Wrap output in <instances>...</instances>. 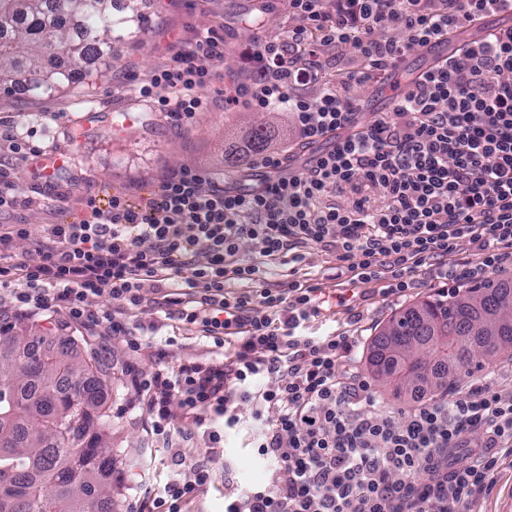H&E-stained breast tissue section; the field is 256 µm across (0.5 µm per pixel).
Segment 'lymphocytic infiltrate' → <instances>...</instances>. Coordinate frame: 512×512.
<instances>
[{"mask_svg": "<svg viewBox=\"0 0 512 512\" xmlns=\"http://www.w3.org/2000/svg\"><path fill=\"white\" fill-rule=\"evenodd\" d=\"M299 20L287 38L254 37L242 52L256 79L224 90V106L286 112L297 147L324 143L303 168L292 154L251 161L256 182L214 183L183 168L134 206L95 198L71 224H48L36 260L7 262L21 224L0 225V288L14 310L48 309L86 328L108 322L133 349L143 341L100 304L153 303L166 319L209 339L217 357L158 366L134 382L155 441L192 430L204 441L192 477L148 494L138 512H187L213 479L224 433L250 406L256 451L272 461L265 484L224 478V512H468L512 456V389L475 384L444 401L424 385L400 416L381 410L361 371V339L308 336L327 299L346 305L362 285L405 296L433 265L440 289L476 286L512 260V28L463 44L412 78L393 108L360 119L359 91L399 71L414 51L512 10V0H288ZM352 49L317 98L298 85L318 80L332 50ZM172 57L137 86L176 120L208 108L224 43L213 35L172 43ZM257 254L244 257L243 241ZM468 242L474 259L457 258ZM334 253L342 280L333 294L297 277L306 250ZM264 310L256 312L254 301ZM271 378L262 387L258 378ZM456 448L464 458L449 460Z\"/></svg>", "mask_w": 512, "mask_h": 512, "instance_id": "1", "label": "lymphocytic infiltrate"}]
</instances>
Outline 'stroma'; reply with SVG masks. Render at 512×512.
<instances>
[{"label":"stroma","instance_id":"stroma-1","mask_svg":"<svg viewBox=\"0 0 512 512\" xmlns=\"http://www.w3.org/2000/svg\"><path fill=\"white\" fill-rule=\"evenodd\" d=\"M141 13L145 19L141 36L120 45L108 77L91 85L81 81L72 93L36 101L17 91L0 95V129L13 126L29 133L31 143L44 152L40 158L13 157L10 165L13 193L20 204L0 213V222L26 225L28 238L14 243L21 258H29L30 242L40 237L44 225L75 220L85 197H95L102 207L115 195L138 204L157 191L166 175L186 167L229 181L240 179L242 168L229 167L227 159L247 153L258 124L271 129L269 150L293 148L285 113L228 110L223 97L216 95L208 110L191 121H177L156 110L136 90L137 83L169 61L168 42L177 38L188 43L211 31L224 40V57L215 64L220 84L251 82L253 72L241 56L253 37L249 20L259 17L268 36L286 35L295 23L288 0H141ZM62 151L69 152L70 160L58 183L45 186L37 168ZM435 292L426 281L397 300L379 295L368 300L363 289H356L352 304L364 313L360 358L369 357L372 337L391 316ZM127 320L145 342L141 351L110 338L108 325L92 331L98 356L112 360V389L104 406L112 418V512H131L145 489L160 490L171 480L191 476L187 467L178 465L169 451L146 435L147 414L132 398V376L150 374L164 356L187 362L207 358L209 352L205 340L177 328L175 322H164L152 308L129 311ZM24 324L34 336L73 338L75 354L84 352V328L67 323L65 316L45 311ZM171 336L177 343L169 347L165 340ZM253 438L250 414L242 412L240 425L224 434V459L212 464L214 484L200 493L191 512H224V471H231L241 485L266 482L271 464L256 455ZM470 510L512 512V458L500 465L492 490L477 496Z\"/></svg>","mask_w":512,"mask_h":512}]
</instances>
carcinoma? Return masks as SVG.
I'll use <instances>...</instances> for the list:
<instances>
[{
    "instance_id": "cac0c4a2",
    "label": "carcinoma",
    "mask_w": 512,
    "mask_h": 512,
    "mask_svg": "<svg viewBox=\"0 0 512 512\" xmlns=\"http://www.w3.org/2000/svg\"><path fill=\"white\" fill-rule=\"evenodd\" d=\"M143 24L137 0H0V90L28 74L32 100L76 82L74 66L114 67V43ZM264 124L249 150L268 145ZM22 328H0V512H112V421L101 395L112 373L68 343L35 350ZM512 349V280L429 296L399 312L371 342L373 375L396 388L426 382L433 366L453 364V387L474 356Z\"/></svg>"
}]
</instances>
